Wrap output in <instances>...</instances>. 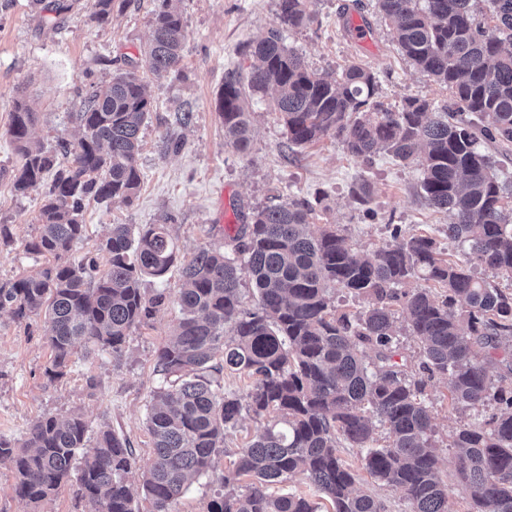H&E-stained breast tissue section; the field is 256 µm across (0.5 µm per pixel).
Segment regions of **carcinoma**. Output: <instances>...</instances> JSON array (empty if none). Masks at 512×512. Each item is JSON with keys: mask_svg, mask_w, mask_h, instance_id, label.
<instances>
[{"mask_svg": "<svg viewBox=\"0 0 512 512\" xmlns=\"http://www.w3.org/2000/svg\"><path fill=\"white\" fill-rule=\"evenodd\" d=\"M78 2L30 0L51 30ZM157 2L142 61L89 84L76 113L81 136L62 146L67 164L32 145L37 116L21 94L7 130L15 160L0 167V178H9L19 196L53 174L38 233L24 245L51 263L0 283L1 313L42 315L50 324V379L66 375L80 343L121 356L128 336L166 300L162 293L147 296L143 277L162 278L180 264L181 318L157 353L163 383L148 414L154 456L136 487L128 480L136 461L125 440L102 430L91 446L81 414L43 415L24 442L0 437V463L12 465L17 496L36 508L74 476L93 512H138L141 496L151 512H172L189 479L211 469L224 432L247 411L270 420L239 451L208 512H318L308 495L271 492L297 474L332 500L333 512H385L381 500L354 489L357 474L339 454L342 442L359 449L367 473L398 492L411 512H448L432 417L421 399L427 381L440 375L451 405H495L487 420L457 431L454 465L475 512H512V385L491 374L495 366L512 374V293L479 275L512 279V195L483 150L488 142L512 143V51L504 47L512 42V0H485L481 16L470 0H378L411 64L453 91L454 111L419 98L387 108L369 69L351 65L336 77L312 72L278 29L249 43L256 64L248 77L226 75L217 94L226 146L248 150L246 91L271 88L292 144L332 136L367 161L386 151L418 162L424 199L451 213L448 239L466 246L462 258L447 259L434 238H403L396 228L391 241L361 255L335 228L308 232L312 206L288 199L253 212L236 234L258 291L255 309L243 307L237 257L210 245L182 261L166 224H114L95 243L105 265L71 259L87 237L84 202L129 204L140 188V130L151 101L138 69H175L185 41L176 0ZM123 4L92 0L90 19L105 24ZM278 8L289 28L315 20L310 0H278ZM413 278L445 289L444 298L431 288H406ZM336 284L368 307L356 315L338 311L330 294ZM395 304L423 345L422 376L413 382L394 360ZM219 351L222 369L252 380L245 394L226 395L213 385L208 372ZM377 423L389 436L383 448L371 446ZM242 476L252 482L238 494L230 486Z\"/></svg>", "mask_w": 512, "mask_h": 512, "instance_id": "obj_1", "label": "carcinoma"}]
</instances>
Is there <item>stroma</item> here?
Wrapping results in <instances>:
<instances>
[{
  "mask_svg": "<svg viewBox=\"0 0 512 512\" xmlns=\"http://www.w3.org/2000/svg\"><path fill=\"white\" fill-rule=\"evenodd\" d=\"M155 4L129 0L124 11L100 26L89 19V0H82L58 29L48 30L39 26L29 0H0V166L15 159L7 129L18 95H25L38 115L32 130L35 141L53 149L59 141L77 140L74 114L82 88L125 70L127 59H140ZM180 6L186 41L177 72L158 78L146 69L138 71L151 100L140 132V189L128 204L85 203L88 238L74 247L73 259L95 256L96 240L115 224L168 223L185 257L204 245L229 252L236 246L238 224L255 209L293 196L315 202L316 228L341 229L348 244L360 252L383 246L397 228L405 237L431 235L444 255L463 254L464 245L448 239L447 212L425 202L418 164L385 152L367 162L330 136L303 147L289 145L272 110L271 93L249 96L254 112L249 151L240 154L226 147L216 94L228 73L247 74L252 62L247 43L269 29L282 28L277 0H181ZM312 9L316 19L310 26L282 28L286 45L309 69L333 76L347 65H362L375 73L381 99L393 109L410 97L452 105V92L403 56L377 0H313ZM354 18L365 28L366 40L355 37L350 24ZM170 140L182 141L181 150L167 149ZM42 200V190L19 197L8 180L0 179V223L10 225L15 239L12 249L0 252V282L32 269L34 261L23 245L36 232ZM180 286L176 267L164 278H144L146 294L165 292L170 303L128 337L121 358L106 351L77 352L69 373L53 382L45 375L51 349L43 320H16L0 313V436L20 443L39 416L81 413L89 437L108 427L128 440L138 464L130 480L140 483V469L154 453L147 416L160 384L156 353L180 318L172 301ZM425 398L433 416L432 441L442 460L440 476L448 487L449 512H471L454 468L452 436L464 424L483 420L488 411L453 407L448 382L440 377L429 381ZM266 423V417L250 413L226 431L213 469L189 483L173 512H208L240 448ZM0 512H92V507L72 480L39 510H32L15 494L13 474L2 464Z\"/></svg>",
  "mask_w": 512,
  "mask_h": 512,
  "instance_id": "35a3bbf8",
  "label": "stroma"
}]
</instances>
